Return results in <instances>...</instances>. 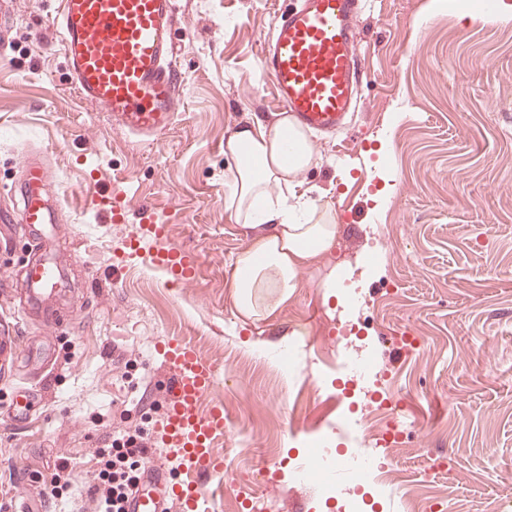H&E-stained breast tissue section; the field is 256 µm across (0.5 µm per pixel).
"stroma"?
Listing matches in <instances>:
<instances>
[{
	"label": "stroma",
	"instance_id": "1",
	"mask_svg": "<svg viewBox=\"0 0 512 512\" xmlns=\"http://www.w3.org/2000/svg\"><path fill=\"white\" fill-rule=\"evenodd\" d=\"M294 0H179L175 33L184 80L171 129L141 142L114 131L107 113L71 84L55 0H11L0 38V213L12 208L23 157L47 164L62 221L47 232L66 276L54 313L28 311L23 285L32 240L0 223V330L18 342L0 360V512H85L97 451L140 431L144 464L169 481L184 466L165 444L167 371L161 343L184 339L214 367L201 403L229 423L214 454L224 489L209 512H235L243 494L274 512H338L287 464L302 443L351 445L348 417L331 399L347 381L331 332L345 319L321 283L336 269L374 320L384 396L414 428L397 466L423 502L456 500L469 512L512 501V19L483 20L485 0H372L355 20L365 78L349 128L311 137L319 158L306 195L339 226L333 251L312 259L277 318H238L230 271L249 227L224 212L226 136L241 124L280 120L258 65L262 39ZM147 202L170 246L195 257L188 283L168 281L146 252L126 256L139 224L101 213L113 193ZM359 213L355 242L344 226ZM418 351L392 357L399 333ZM39 403L10 425L16 386ZM72 487L46 492L59 467Z\"/></svg>",
	"mask_w": 512,
	"mask_h": 512
}]
</instances>
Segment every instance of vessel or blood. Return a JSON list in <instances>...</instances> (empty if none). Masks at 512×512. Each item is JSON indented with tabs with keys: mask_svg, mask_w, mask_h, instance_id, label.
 Here are the masks:
<instances>
[{
	"mask_svg": "<svg viewBox=\"0 0 512 512\" xmlns=\"http://www.w3.org/2000/svg\"><path fill=\"white\" fill-rule=\"evenodd\" d=\"M360 0H299L275 17L259 63L284 113L302 130L331 136L344 129L360 100L362 61L353 30ZM177 0H58L53 18L71 83L80 98L106 112L114 129L152 141L174 122L183 81L175 62L173 29ZM7 221L23 229L54 224L59 207L48 196L45 168L31 161ZM142 225L128 241L130 252L148 249L153 266L182 280L191 259L166 245L164 225ZM31 304L45 302L59 285L47 259L31 264L27 276ZM169 372L165 442L189 473L178 484L156 471L145 472L126 503V512H200L198 475L222 487L223 466L213 447L227 429L223 407L202 411L201 402L216 372L184 341L165 345Z\"/></svg>",
	"mask_w": 512,
	"mask_h": 512,
	"instance_id": "1",
	"label": "vessel or blood"
}]
</instances>
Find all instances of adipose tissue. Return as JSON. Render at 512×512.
Returning a JSON list of instances; mask_svg holds the SVG:
<instances>
[{"label":"adipose tissue","mask_w":512,"mask_h":512,"mask_svg":"<svg viewBox=\"0 0 512 512\" xmlns=\"http://www.w3.org/2000/svg\"><path fill=\"white\" fill-rule=\"evenodd\" d=\"M224 153L233 161L224 211L253 230L232 269L234 302L243 320L266 322L295 297L304 263L333 247L337 226L296 191L315 152L289 120L239 126Z\"/></svg>","instance_id":"ef3b65f1"}]
</instances>
